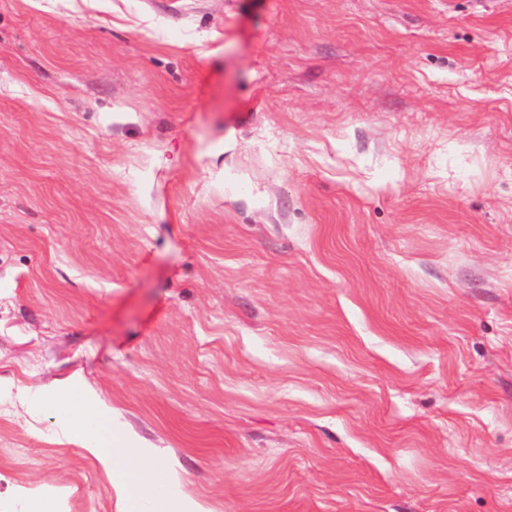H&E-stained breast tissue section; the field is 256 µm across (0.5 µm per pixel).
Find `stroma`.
Segmentation results:
<instances>
[{
	"label": "stroma",
	"instance_id": "obj_1",
	"mask_svg": "<svg viewBox=\"0 0 512 512\" xmlns=\"http://www.w3.org/2000/svg\"><path fill=\"white\" fill-rule=\"evenodd\" d=\"M72 376L213 512H512V0H0V512H125Z\"/></svg>",
	"mask_w": 512,
	"mask_h": 512
}]
</instances>
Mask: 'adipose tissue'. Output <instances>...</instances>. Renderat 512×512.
<instances>
[{"instance_id": "adipose-tissue-1", "label": "adipose tissue", "mask_w": 512, "mask_h": 512, "mask_svg": "<svg viewBox=\"0 0 512 512\" xmlns=\"http://www.w3.org/2000/svg\"><path fill=\"white\" fill-rule=\"evenodd\" d=\"M36 403L55 410L67 441L98 461L129 501L128 512H212L183 491L180 473L157 464L149 442L116 423L112 409L89 387L70 380L41 393Z\"/></svg>"}]
</instances>
